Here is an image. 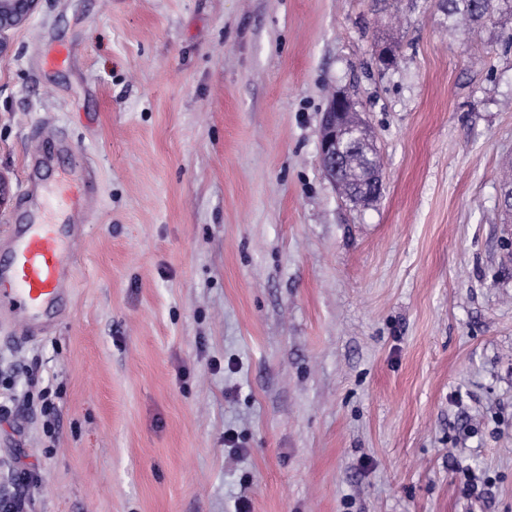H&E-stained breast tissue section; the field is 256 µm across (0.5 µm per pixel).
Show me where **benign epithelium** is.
Listing matches in <instances>:
<instances>
[{"mask_svg": "<svg viewBox=\"0 0 512 512\" xmlns=\"http://www.w3.org/2000/svg\"><path fill=\"white\" fill-rule=\"evenodd\" d=\"M38 0H0V54L7 49L8 33L33 13ZM369 136L353 101L345 94H332L322 113L319 142L323 171L336 182L337 163L344 151L365 143Z\"/></svg>", "mask_w": 512, "mask_h": 512, "instance_id": "1", "label": "benign epithelium"}]
</instances>
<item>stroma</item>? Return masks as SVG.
Masks as SVG:
<instances>
[{
    "instance_id": "obj_1",
    "label": "stroma",
    "mask_w": 512,
    "mask_h": 512,
    "mask_svg": "<svg viewBox=\"0 0 512 512\" xmlns=\"http://www.w3.org/2000/svg\"><path fill=\"white\" fill-rule=\"evenodd\" d=\"M9 42L0 227L94 179L45 333L0 320L1 495L26 469L31 512H512V16L469 46L438 0H40ZM335 91L368 205L321 166ZM369 136L364 121L353 101L344 93L332 94L322 114L319 142L320 158L326 177L336 186L337 163L344 151L362 145ZM377 156L372 144L349 150L339 168L338 178L345 196L351 201L358 190L373 175V158ZM59 393L53 392L48 387H44L37 392L36 401L40 414L46 418L44 428L46 435L50 438L55 436L54 419L57 412L56 399H59Z\"/></svg>"
}]
</instances>
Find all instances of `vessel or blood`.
<instances>
[{"label":"vessel or blood","mask_w":512,"mask_h":512,"mask_svg":"<svg viewBox=\"0 0 512 512\" xmlns=\"http://www.w3.org/2000/svg\"><path fill=\"white\" fill-rule=\"evenodd\" d=\"M85 190V185L63 182L56 190L57 207L73 209ZM6 238L7 247L0 254V275L7 279L8 286L0 290V317L21 324L33 337L40 332L39 312L60 299L69 286L74 244L42 209L28 216L26 223L9 226Z\"/></svg>","instance_id":"vessel-or-blood-1"}]
</instances>
